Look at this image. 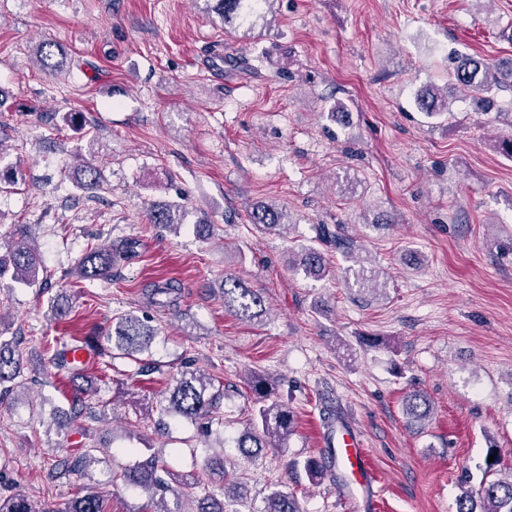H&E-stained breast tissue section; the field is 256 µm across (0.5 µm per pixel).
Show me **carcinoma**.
<instances>
[{"label": "carcinoma", "mask_w": 512, "mask_h": 512, "mask_svg": "<svg viewBox=\"0 0 512 512\" xmlns=\"http://www.w3.org/2000/svg\"><path fill=\"white\" fill-rule=\"evenodd\" d=\"M209 10L225 22L241 20L255 26V20L264 18L261 6L270 5L276 0H205ZM37 62L43 70L58 74L67 69L66 54L53 50L50 43L38 49ZM455 81L475 91H486L493 86L512 78V71L505 74L497 71L492 62L480 57H465L453 71ZM421 111L433 115L448 110L447 101L435 92L428 90L417 97ZM78 181L85 190L99 188V177L95 168L86 165L78 173ZM185 210L178 203H169L151 208L150 223L154 226L175 231L183 224ZM251 223L268 233L285 228V214L274 205L253 209ZM317 239L323 244L336 247L347 256L353 249L348 238L339 231L330 230L326 224L317 227ZM5 252H0V275L11 273L14 281L24 285L48 284V277H40L44 272L38 246L32 236L31 225L17 224L11 239L3 244ZM135 256L134 244L123 242L117 248L92 247L85 254L79 274L86 280H104L112 276V269L121 262ZM288 268L303 271L306 275L321 278L325 274L323 253L309 247L299 257L288 256ZM376 273L365 266L355 272L354 284L368 291L376 290ZM181 285L175 281L155 282L150 285V302L167 306L177 300ZM224 308L239 319L252 322L262 319L267 312L259 290L249 287L239 278L224 279ZM157 329L150 324L148 317L132 312L126 313L112 323L107 340L112 343V352L132 359L137 363L136 375L160 371V365L143 362L139 356L150 354ZM86 351L92 357L105 354L94 338H86L72 345L48 344L44 357L47 363L67 370L75 380L83 377L86 365L75 360L73 353ZM19 350L10 341H0V404L5 402L14 411L26 410L29 418L43 415L32 402L23 398L27 388L21 377ZM247 387L253 395V407L248 429L237 439L240 454L254 460L264 448H283L294 433V416L288 405L272 398L269 379L260 374L247 378ZM87 390L77 387L69 399V410L52 412V417H60L59 426H66L82 416L87 409ZM224 401V389L214 386L213 378L187 365L183 366L174 388L159 401V418L156 425L165 431L168 421L190 423L197 427L203 448L211 447L212 424ZM406 415L414 422L430 418L431 404L420 392H414L405 402ZM321 421L327 430L322 457L304 462L303 469L313 481L327 476L336 477V452L334 432L344 426L338 409L324 406ZM495 456L493 462L485 463L484 474L479 485L472 487L461 484V493L456 500V512H512V471L501 467L498 449H488ZM55 462L48 470L49 480L74 479L76 495L63 510H54L39 504L21 493L17 488L9 494L0 493V512H105L95 486L102 481L114 484L121 482L125 487L145 494L148 502L140 512H185L181 508L183 500L197 503L195 512H238L234 505L241 502L236 493L238 482L229 474L224 464V454L205 453L197 471L178 475L164 462V454L155 450L134 464L115 471L106 464V459L98 455L96 448H83L73 452L69 448L55 447ZM263 512H301L296 497L288 492L274 491L266 499Z\"/></svg>", "instance_id": "carcinoma-1"}]
</instances>
